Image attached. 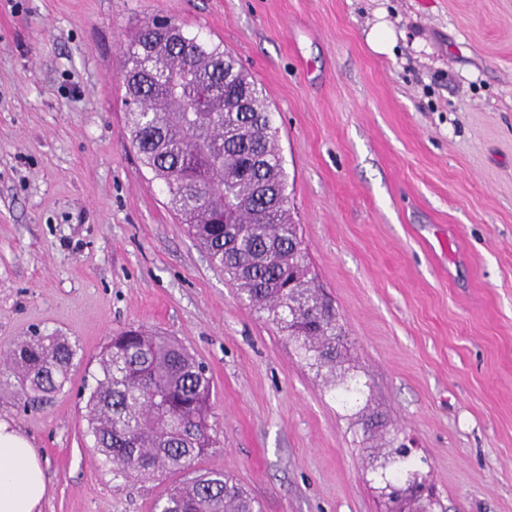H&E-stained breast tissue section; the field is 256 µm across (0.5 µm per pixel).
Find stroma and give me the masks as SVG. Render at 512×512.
Segmentation results:
<instances>
[{"label":"stroma","mask_w":512,"mask_h":512,"mask_svg":"<svg viewBox=\"0 0 512 512\" xmlns=\"http://www.w3.org/2000/svg\"><path fill=\"white\" fill-rule=\"evenodd\" d=\"M155 17L262 88L354 399L240 300L143 167L122 47ZM381 17L391 57L366 43ZM138 325L209 368L218 445L177 476L115 475L88 432L100 352ZM35 327L80 347L47 404L0 396L47 464L41 512H153L214 469L261 512H387L402 443L433 512H512V0H0V351Z\"/></svg>","instance_id":"stroma-1"}]
</instances>
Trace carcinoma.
I'll return each instance as SVG.
<instances>
[{"label": "carcinoma", "instance_id": "carcinoma-1", "mask_svg": "<svg viewBox=\"0 0 512 512\" xmlns=\"http://www.w3.org/2000/svg\"><path fill=\"white\" fill-rule=\"evenodd\" d=\"M163 44L157 21L123 47L133 141L169 204L248 303L286 333L306 364L341 362L340 328L308 286L302 241L288 210V176L258 87L219 45L177 28ZM77 355L55 332L34 330L4 351L0 393L39 404L60 392ZM87 398L88 431L117 475L151 479L191 465L216 447L211 379L180 341L143 328L115 333ZM383 495H408L413 463ZM158 512H260L224 470L171 487Z\"/></svg>", "mask_w": 512, "mask_h": 512}]
</instances>
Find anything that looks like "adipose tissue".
Segmentation results:
<instances>
[{"label": "adipose tissue", "mask_w": 512, "mask_h": 512, "mask_svg": "<svg viewBox=\"0 0 512 512\" xmlns=\"http://www.w3.org/2000/svg\"><path fill=\"white\" fill-rule=\"evenodd\" d=\"M45 463L31 441L0 421V512H40Z\"/></svg>", "instance_id": "obj_1"}]
</instances>
